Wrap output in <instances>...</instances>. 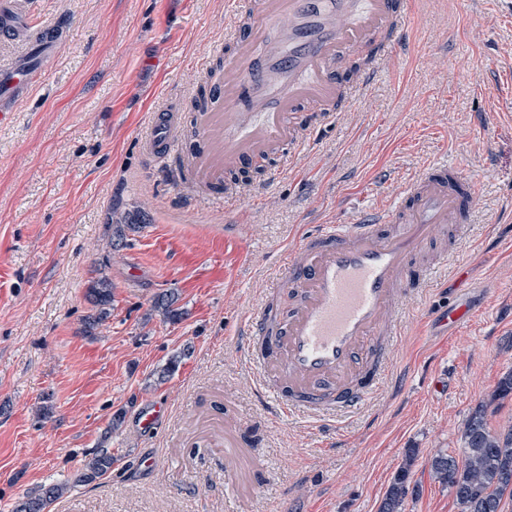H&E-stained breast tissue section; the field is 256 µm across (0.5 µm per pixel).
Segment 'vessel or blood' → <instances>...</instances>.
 I'll return each instance as SVG.
<instances>
[{"label": "vessel or blood", "mask_w": 512, "mask_h": 512, "mask_svg": "<svg viewBox=\"0 0 512 512\" xmlns=\"http://www.w3.org/2000/svg\"><path fill=\"white\" fill-rule=\"evenodd\" d=\"M411 0H251L235 11L223 81L197 114L199 140L187 163L202 185H222L224 171L249 158L290 161L303 145L299 113L312 107L317 122L333 116L345 96L337 74L350 55L377 42L388 59L403 38ZM25 22L20 0H0V40H12ZM66 24L39 25L19 60L0 62V124L6 102L20 98L41 77L38 61L60 50ZM178 107L154 116L144 142L148 159L182 147ZM473 183L445 162L421 170L388 208L354 224H325L289 251L287 266L269 290L288 297L278 317L257 308L246 344L254 363L273 371L267 389L274 409L330 418L359 411L375 394L391 361L402 317L400 305L427 287L438 267L423 263L424 248L443 233L455 243L467 232L475 208ZM165 403L137 413L142 430L157 429Z\"/></svg>", "instance_id": "vessel-or-blood-1"}]
</instances>
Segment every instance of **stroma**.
<instances>
[{
	"instance_id": "1",
	"label": "stroma",
	"mask_w": 512,
	"mask_h": 512,
	"mask_svg": "<svg viewBox=\"0 0 512 512\" xmlns=\"http://www.w3.org/2000/svg\"><path fill=\"white\" fill-rule=\"evenodd\" d=\"M33 23L68 20L58 54L0 125V512L71 480L93 454L114 463L49 512H378L407 449L416 493L405 512H459L428 461L461 453L477 406L512 368V0H414L405 48L314 130L287 169L262 161L230 187L233 206L177 182L175 157L142 151L153 112L189 107L231 27L228 0H29ZM448 161L474 182L461 249L408 300L380 394L325 425L276 417L240 339L288 253L321 224L386 207L416 174ZM143 213L120 251L114 219ZM112 315L83 330L97 273ZM175 292L182 316L151 315ZM478 314L452 331L432 314ZM178 370L159 378L172 356ZM163 400L157 431L137 411ZM121 429L109 432L116 412ZM262 436L237 451L262 486L224 478L231 422ZM153 458L144 468V458Z\"/></svg>"
}]
</instances>
